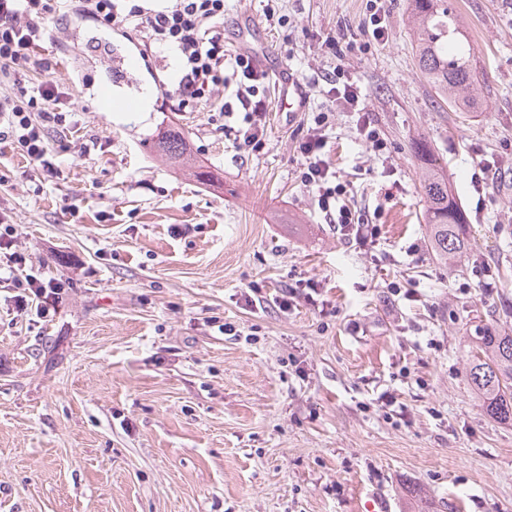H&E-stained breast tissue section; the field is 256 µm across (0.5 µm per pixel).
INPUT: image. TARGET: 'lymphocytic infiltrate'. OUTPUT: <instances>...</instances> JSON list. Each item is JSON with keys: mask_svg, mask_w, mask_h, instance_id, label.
Segmentation results:
<instances>
[{"mask_svg": "<svg viewBox=\"0 0 512 512\" xmlns=\"http://www.w3.org/2000/svg\"><path fill=\"white\" fill-rule=\"evenodd\" d=\"M105 23L110 29L139 28L145 49H172L180 61V79L174 90L182 106L212 102L219 114L241 108L244 126L240 146L257 147L264 135L262 117L266 100L260 94L265 72L249 55H229L224 47V0H169L155 9L138 0H0V88L15 80L19 71L37 74L26 99L0 97V145L19 151L47 175L59 172L50 136L76 125L69 111L73 93L53 80L54 51L44 46L47 19L57 8ZM234 82L235 103L213 102V93ZM330 115L317 113L314 128L298 149L305 159L300 179L315 189V203L326 223L335 225L344 239L364 247L375 243L376 225L365 222L345 202L346 183L337 179L327 153L324 134ZM10 215L0 212V283L14 292L17 310L35 309L46 316L54 310L65 289L62 281L43 279L27 266L23 253L14 251Z\"/></svg>", "mask_w": 512, "mask_h": 512, "instance_id": "1", "label": "lymphocytic infiltrate"}]
</instances>
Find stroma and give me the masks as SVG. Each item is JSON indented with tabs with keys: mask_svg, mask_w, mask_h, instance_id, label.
<instances>
[{
	"mask_svg": "<svg viewBox=\"0 0 512 512\" xmlns=\"http://www.w3.org/2000/svg\"><path fill=\"white\" fill-rule=\"evenodd\" d=\"M477 58L482 108L439 109L416 66L408 0H224L237 53L251 18L280 67L328 112L331 165L378 224L348 243L300 181L299 118L268 85L264 143L240 149L242 111L180 108L170 52L76 16L51 20L81 125L50 177L0 157V208L17 251L65 291L54 315L17 312L0 288V512H512V422L487 417L468 379L490 311L512 329V0H455ZM137 53L135 69L123 59ZM360 87L387 142L375 156L336 87ZM153 91L146 112H105L98 91ZM182 129L193 163L156 153ZM96 138L90 156L82 141ZM434 148L466 211L469 245L443 261L422 214L415 141ZM218 173L206 184L195 167ZM485 265V279L474 276ZM321 284L325 307L273 296ZM416 300L391 295L390 283ZM266 304L252 306L253 288ZM230 323L235 334L220 332ZM405 406L391 414L379 397Z\"/></svg>",
	"mask_w": 512,
	"mask_h": 512,
	"instance_id": "obj_1",
	"label": "stroma"
}]
</instances>
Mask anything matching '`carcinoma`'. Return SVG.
<instances>
[{
    "instance_id": "1",
    "label": "carcinoma",
    "mask_w": 512,
    "mask_h": 512,
    "mask_svg": "<svg viewBox=\"0 0 512 512\" xmlns=\"http://www.w3.org/2000/svg\"><path fill=\"white\" fill-rule=\"evenodd\" d=\"M415 23V58L421 77L431 85L440 106L455 112H475L481 101L475 91L476 61L461 30L459 15L448 0H409ZM156 151L174 161L187 159V143L175 130L154 140ZM414 151L422 162L420 188L426 200L424 221L429 227L430 245L441 258L466 247L467 216L448 191L430 144L415 142ZM469 384L481 398L484 413L500 422H512V332L506 333L492 317L476 337L470 355Z\"/></svg>"
}]
</instances>
